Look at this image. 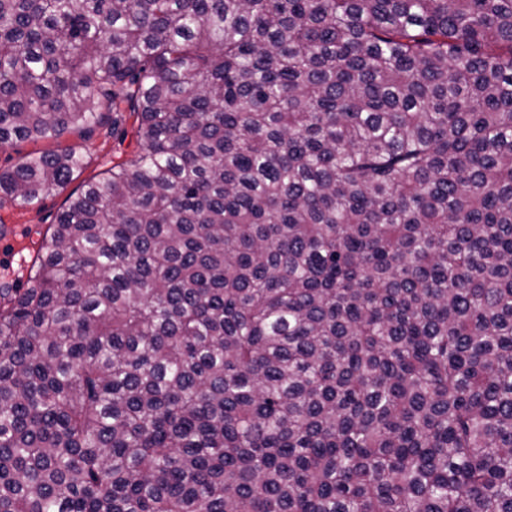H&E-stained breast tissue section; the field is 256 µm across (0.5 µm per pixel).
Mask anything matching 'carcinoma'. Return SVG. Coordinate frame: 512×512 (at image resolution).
<instances>
[{
	"label": "carcinoma",
	"mask_w": 512,
	"mask_h": 512,
	"mask_svg": "<svg viewBox=\"0 0 512 512\" xmlns=\"http://www.w3.org/2000/svg\"><path fill=\"white\" fill-rule=\"evenodd\" d=\"M110 112L0 285V512H512V0H0V148Z\"/></svg>",
	"instance_id": "cac0c4a2"
}]
</instances>
